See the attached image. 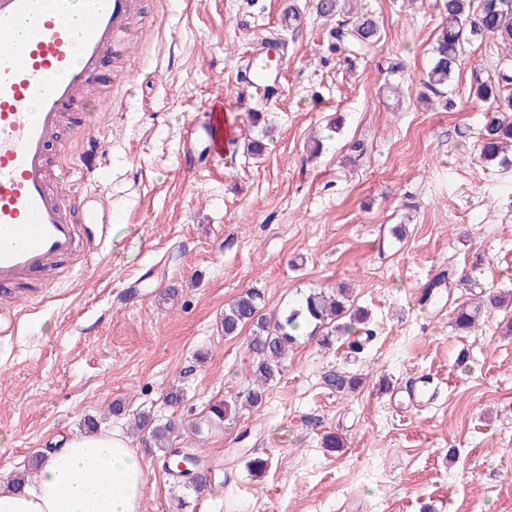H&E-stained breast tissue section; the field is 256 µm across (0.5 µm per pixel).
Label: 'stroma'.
<instances>
[{"label":"stroma","mask_w":512,"mask_h":512,"mask_svg":"<svg viewBox=\"0 0 512 512\" xmlns=\"http://www.w3.org/2000/svg\"><path fill=\"white\" fill-rule=\"evenodd\" d=\"M286 2L145 0L135 32L153 42L111 106L87 104L97 154L64 165L124 221L103 256L37 282L0 334V480L93 416L143 454L140 512H512V315L467 334L452 316L471 297L462 276L512 292V170L480 161L485 110L468 100L474 72L512 61L489 41L469 48L446 111L417 98L440 24L435 0H363L381 42L351 60L329 52L309 0H297L299 27H284ZM271 33L285 44L277 90L246 91L238 70ZM395 63L398 98L379 91ZM211 106L223 107L236 142L223 168L189 177L178 162L184 123ZM248 107L275 129L258 159L244 149L255 135ZM336 118L338 134L311 155L312 136ZM448 271L452 286L422 303ZM341 283L373 340L325 352L301 338L260 408L195 438L213 493L179 496L134 436V415L188 421L246 388L243 340L221 327L225 304L246 289L282 310ZM171 288L177 298L165 299ZM336 368L361 385L336 393L325 382ZM420 377L430 399L392 396ZM173 388L181 404L166 400ZM118 400L126 409L110 415ZM328 433L341 450L323 447ZM254 456L269 459L264 473L249 472Z\"/></svg>","instance_id":"1"}]
</instances>
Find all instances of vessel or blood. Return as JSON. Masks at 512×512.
I'll return each mask as SVG.
<instances>
[{
	"instance_id": "1",
	"label": "vessel or blood",
	"mask_w": 512,
	"mask_h": 512,
	"mask_svg": "<svg viewBox=\"0 0 512 512\" xmlns=\"http://www.w3.org/2000/svg\"><path fill=\"white\" fill-rule=\"evenodd\" d=\"M142 9L143 0H0V288L81 250L79 197L52 185L48 151ZM185 131L183 171L223 166L220 110Z\"/></svg>"
}]
</instances>
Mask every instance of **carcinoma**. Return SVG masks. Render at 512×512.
Returning a JSON list of instances; mask_svg holds the SVG:
<instances>
[{
	"mask_svg": "<svg viewBox=\"0 0 512 512\" xmlns=\"http://www.w3.org/2000/svg\"><path fill=\"white\" fill-rule=\"evenodd\" d=\"M341 0H313V9L321 18L334 23L328 31L335 48L348 47L354 51L374 48L381 38L376 17L359 11L348 15L339 8ZM440 13L445 22L433 45L432 61L419 77L420 98L435 101L442 108L456 107L448 89L458 70L461 58L469 46L477 41L491 40L512 47V0H439ZM469 96L488 102L493 110L488 113L477 145L479 157L485 164L512 168V73L501 71L495 79L474 77ZM505 305L498 293L486 295L479 302L461 303L453 311L457 330L469 332L479 326L482 316ZM264 293L249 288L224 307L221 326L224 336L235 338L248 331L245 337L248 364L251 373L248 387L230 399L216 401L208 407L206 427L220 425L236 415L240 406L258 407L266 399V392L281 376L283 361L290 347L297 344L300 330L318 337L319 345L330 350L338 341L362 332L364 311L352 308L346 289H313L298 303L285 311L262 313ZM359 384L358 378L338 370L329 375V385L339 393H349ZM134 425L147 434L146 447L170 464L168 474L176 485L193 491L200 497L210 491V470L200 466L199 460L188 465L193 476L187 478L179 463L194 452V448L173 444L185 436L198 435L203 427L176 420L162 422L148 413L134 417Z\"/></svg>",
	"mask_w": 512,
	"mask_h": 512,
	"instance_id": "cac0c4a2",
	"label": "carcinoma"
}]
</instances>
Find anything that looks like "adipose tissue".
I'll list each match as a JSON object with an SVG mask.
<instances>
[{
  "mask_svg": "<svg viewBox=\"0 0 512 512\" xmlns=\"http://www.w3.org/2000/svg\"><path fill=\"white\" fill-rule=\"evenodd\" d=\"M145 486L142 457L120 435L75 436L46 453L34 487L0 480V512H139Z\"/></svg>",
  "mask_w": 512,
  "mask_h": 512,
  "instance_id": "ef3b65f1",
  "label": "adipose tissue"
}]
</instances>
